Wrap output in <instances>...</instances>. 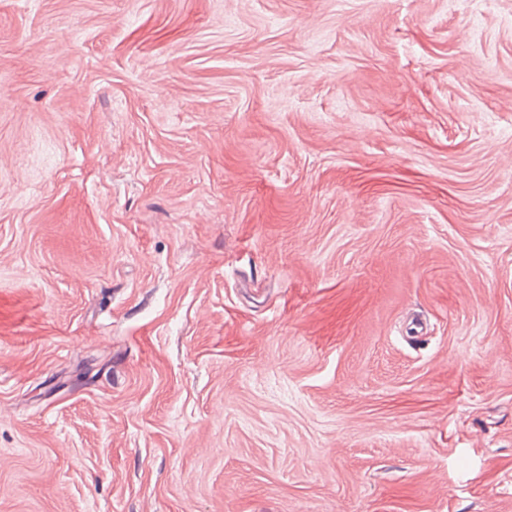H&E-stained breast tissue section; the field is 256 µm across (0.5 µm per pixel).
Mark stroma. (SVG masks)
I'll return each mask as SVG.
<instances>
[{
    "mask_svg": "<svg viewBox=\"0 0 512 512\" xmlns=\"http://www.w3.org/2000/svg\"><path fill=\"white\" fill-rule=\"evenodd\" d=\"M0 512H512V0H0Z\"/></svg>",
    "mask_w": 512,
    "mask_h": 512,
    "instance_id": "obj_1",
    "label": "stroma"
}]
</instances>
